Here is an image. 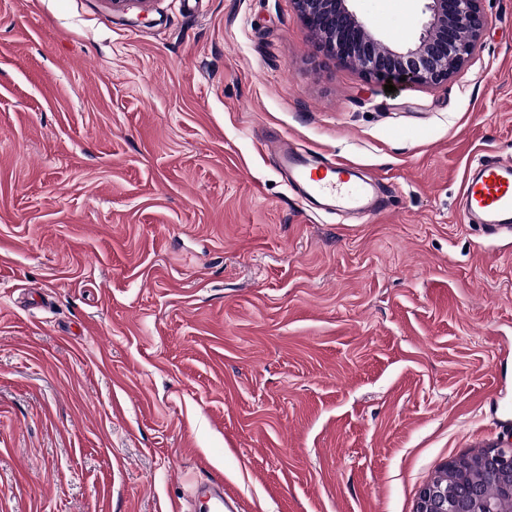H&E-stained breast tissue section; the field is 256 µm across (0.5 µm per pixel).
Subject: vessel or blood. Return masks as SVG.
<instances>
[{
  "mask_svg": "<svg viewBox=\"0 0 512 512\" xmlns=\"http://www.w3.org/2000/svg\"><path fill=\"white\" fill-rule=\"evenodd\" d=\"M279 165L305 201L336 202L349 209L385 206L374 192L372 179L346 178V170L339 163L288 151L280 154ZM461 202L472 222L498 229L512 227V159L494 156L481 160L464 183Z\"/></svg>",
  "mask_w": 512,
  "mask_h": 512,
  "instance_id": "vessel-or-blood-1",
  "label": "vessel or blood"
}]
</instances>
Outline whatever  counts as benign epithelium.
Returning a JSON list of instances; mask_svg holds the SVG:
<instances>
[{"mask_svg": "<svg viewBox=\"0 0 512 512\" xmlns=\"http://www.w3.org/2000/svg\"><path fill=\"white\" fill-rule=\"evenodd\" d=\"M349 2L294 0L320 52L382 84L447 81L468 63L486 25L483 0H426L419 33L395 46L374 33ZM415 512H512V445L444 464L420 490Z\"/></svg>", "mask_w": 512, "mask_h": 512, "instance_id": "benign-epithelium-1", "label": "benign epithelium"}]
</instances>
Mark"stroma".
I'll return each mask as SVG.
<instances>
[{"mask_svg":"<svg viewBox=\"0 0 512 512\" xmlns=\"http://www.w3.org/2000/svg\"><path fill=\"white\" fill-rule=\"evenodd\" d=\"M402 44L423 0H353ZM447 82L386 92L293 0H0V512H414L512 444V0ZM377 177L299 201L262 140ZM462 207L470 222L508 229L512 222V159L484 158L463 186Z\"/></svg>","mask_w":512,"mask_h":512,"instance_id":"1","label":"stroma"}]
</instances>
